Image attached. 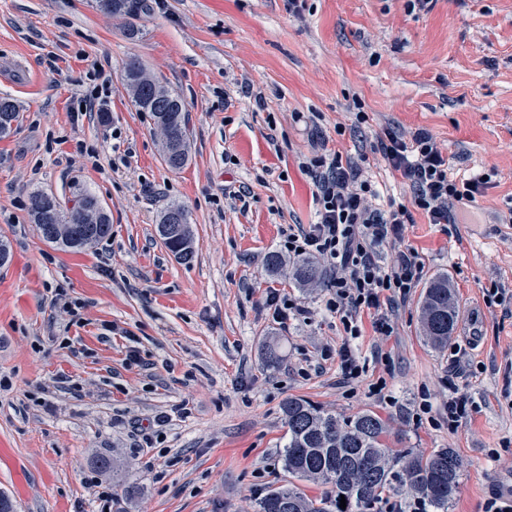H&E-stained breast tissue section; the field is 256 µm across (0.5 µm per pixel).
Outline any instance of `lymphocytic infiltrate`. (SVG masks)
Instances as JSON below:
<instances>
[{
    "mask_svg": "<svg viewBox=\"0 0 512 512\" xmlns=\"http://www.w3.org/2000/svg\"><path fill=\"white\" fill-rule=\"evenodd\" d=\"M376 149L407 180L411 205L373 206L376 191L355 167L343 163L338 154L316 156L305 171L316 188L318 221L288 232L282 244L288 254L316 255L326 261L331 272L326 307L352 337L360 335L359 318L366 311L376 312L380 335H392L389 311L405 302L422 278L424 265L417 252H399L396 261L385 267L378 259L379 246L411 223L416 208L431 223H459L467 216L466 205L487 186L480 176L450 179L448 156L427 130L409 136L385 132Z\"/></svg>",
    "mask_w": 512,
    "mask_h": 512,
    "instance_id": "f902f5d3",
    "label": "lymphocytic infiltrate"
}]
</instances>
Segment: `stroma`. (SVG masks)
<instances>
[{
  "instance_id": "35a3bbf8",
  "label": "stroma",
  "mask_w": 512,
  "mask_h": 512,
  "mask_svg": "<svg viewBox=\"0 0 512 512\" xmlns=\"http://www.w3.org/2000/svg\"><path fill=\"white\" fill-rule=\"evenodd\" d=\"M147 2L131 39L94 0H0V95L20 112L0 139V236L12 248L0 267V492L16 512H254L288 482L282 404L296 397L345 418L376 412L394 454L453 449L462 476L449 512L511 494L512 0H438L424 14L404 0H303L296 15L285 0ZM132 57L185 103L181 170L165 165L150 113L122 83ZM99 79L100 112L77 115ZM422 128L453 175L492 176L478 222L433 224L416 209L379 248L382 264L408 246L424 277L447 273L454 348L424 342L418 287L392 335L366 313L346 340L326 286L268 276L265 257L288 226L316 223L303 165L321 151L359 166L379 204L409 203L374 145L385 130ZM77 187L102 203L112 234L64 252L40 239L28 196L65 200ZM170 204L189 213L187 263L157 234ZM60 288L80 303L79 323L55 308ZM268 288L305 315L274 323ZM492 288L505 304L486 303ZM346 342L366 363L350 384L339 374ZM380 380L379 398L369 386ZM452 395L473 404L453 431Z\"/></svg>"
}]
</instances>
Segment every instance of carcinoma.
<instances>
[{
    "label": "carcinoma",
    "mask_w": 512,
    "mask_h": 512,
    "mask_svg": "<svg viewBox=\"0 0 512 512\" xmlns=\"http://www.w3.org/2000/svg\"><path fill=\"white\" fill-rule=\"evenodd\" d=\"M95 6L106 15L129 19L130 38L139 34L134 20L147 9L144 0H95ZM122 80L137 110L151 114L166 166L183 168L189 146L182 99L147 73L135 57L125 62ZM18 119L14 102L0 97V137L8 136ZM29 201V214L41 237L63 250H82L112 233L109 215L94 207L97 197L89 192L76 191L63 204L54 193L37 190L30 193ZM157 233L176 259L193 258V236L184 208L168 207ZM289 275L305 288L317 286L322 279L319 267L307 259L292 263ZM457 318L456 293L448 274L434 275L420 301L427 343L439 351L448 349ZM283 414L288 442L282 459L288 475L319 482L326 491L310 499L293 483L276 487L259 500L257 512H375L382 494L397 495L403 490L424 505V512H448L462 475L461 462L452 449L408 448L393 456L386 446L388 425L372 411L344 420L318 405L290 398ZM342 499L346 500L344 509L340 508Z\"/></svg>",
    "instance_id": "carcinoma-1"
}]
</instances>
